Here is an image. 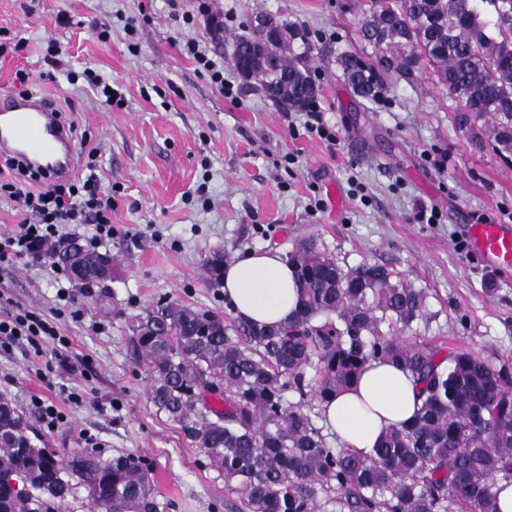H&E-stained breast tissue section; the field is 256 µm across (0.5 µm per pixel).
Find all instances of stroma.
<instances>
[{
	"label": "stroma",
	"mask_w": 512,
	"mask_h": 512,
	"mask_svg": "<svg viewBox=\"0 0 512 512\" xmlns=\"http://www.w3.org/2000/svg\"><path fill=\"white\" fill-rule=\"evenodd\" d=\"M199 4L0 0V38L25 43L0 58V93L24 86L58 100L78 153L96 150V174L112 192L111 240L93 243L91 224L59 233L96 244L116 269L108 287L82 288L35 254L0 267V298L52 320L67 341L56 355L0 351V393L30 417L34 398L60 403L57 425L35 424L46 447L94 443L144 457L173 512H241L238 494L149 403L146 371L129 356L131 317L162 298L225 313L221 290L205 283L210 255L285 253L313 239L343 267L379 262L422 289L429 318L413 335L501 366L512 360V268L470 260L463 228L512 225V166L455 128L431 71L387 79L373 103L352 95L336 63L364 49L350 0H217L209 17ZM260 13L298 24L318 49L317 108L332 139L308 133L306 113L282 110L229 67L224 80L234 90L225 96L182 49L192 39L226 58ZM215 17L224 21L216 41ZM96 23L109 24L108 42L90 37ZM52 42L63 65L43 81ZM87 67L111 79L121 105L104 109L68 82V71ZM422 207L434 223L417 220ZM72 392L79 403H67Z\"/></svg>",
	"instance_id": "35a3bbf8"
}]
</instances>
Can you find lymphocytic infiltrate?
<instances>
[{"instance_id": "lymphocytic-infiltrate-1", "label": "lymphocytic infiltrate", "mask_w": 512, "mask_h": 512, "mask_svg": "<svg viewBox=\"0 0 512 512\" xmlns=\"http://www.w3.org/2000/svg\"><path fill=\"white\" fill-rule=\"evenodd\" d=\"M5 166L13 176L0 179V199H9L30 220L0 235V264L22 260L34 244L53 243L62 224H93L100 234H111L112 196L101 193L95 178L46 184L14 161ZM55 334V327L35 312L20 307L0 311V349L24 341L37 347L42 337Z\"/></svg>"}]
</instances>
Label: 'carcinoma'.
<instances>
[{"label":"carcinoma","instance_id":"carcinoma-1","mask_svg":"<svg viewBox=\"0 0 512 512\" xmlns=\"http://www.w3.org/2000/svg\"><path fill=\"white\" fill-rule=\"evenodd\" d=\"M480 1L496 13V38ZM355 27L374 50L371 63L351 53L337 58L355 96L374 102L382 75L410 82L428 66L454 102V123L512 162V63L504 53L512 0H367ZM261 39L254 27L238 37L230 64ZM315 52L301 27L280 20L277 65L264 68L255 88L287 111L308 109L317 98ZM71 246L53 267L85 284L99 281L101 254L75 237ZM286 260L299 301L284 323H228L167 299L131 317V354L146 367L156 413L240 495L244 512H500L495 487L512 485L507 370L470 351L401 337L427 319L426 298L384 264L345 269L313 239ZM224 263L221 252L206 260L210 287L221 285ZM371 359L411 372L421 406L367 454L333 447L319 425L323 405L357 382ZM38 441L26 414L0 395V512H68L81 489L92 512H172L142 457L88 448L61 454ZM12 474L28 488L4 480Z\"/></svg>","mask_w":512,"mask_h":512}]
</instances>
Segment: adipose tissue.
Segmentation results:
<instances>
[{
  "mask_svg": "<svg viewBox=\"0 0 512 512\" xmlns=\"http://www.w3.org/2000/svg\"><path fill=\"white\" fill-rule=\"evenodd\" d=\"M221 288L233 316L250 324L284 322L296 308L294 272L275 250L250 252L227 263ZM418 392L411 374L370 361L358 382L325 406V425L342 445L370 451L388 427L414 415Z\"/></svg>",
  "mask_w": 512,
  "mask_h": 512,
  "instance_id": "obj_1",
  "label": "adipose tissue"
}]
</instances>
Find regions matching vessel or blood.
Returning a JSON list of instances; mask_svg holds the SVG:
<instances>
[{
  "mask_svg": "<svg viewBox=\"0 0 512 512\" xmlns=\"http://www.w3.org/2000/svg\"><path fill=\"white\" fill-rule=\"evenodd\" d=\"M0 155L15 156L50 180H72L79 160L69 124L47 97L0 95ZM466 238L471 256L487 266L512 267V232L498 224H470Z\"/></svg>",
  "mask_w": 512,
  "mask_h": 512,
  "instance_id": "obj_1",
  "label": "vessel or blood"
}]
</instances>
